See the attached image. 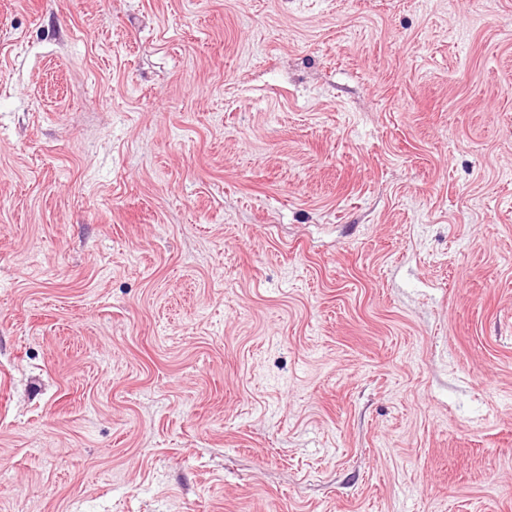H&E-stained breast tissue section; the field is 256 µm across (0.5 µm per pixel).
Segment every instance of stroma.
Returning a JSON list of instances; mask_svg holds the SVG:
<instances>
[{
    "instance_id": "obj_1",
    "label": "stroma",
    "mask_w": 512,
    "mask_h": 512,
    "mask_svg": "<svg viewBox=\"0 0 512 512\" xmlns=\"http://www.w3.org/2000/svg\"><path fill=\"white\" fill-rule=\"evenodd\" d=\"M0 512H512V0H0Z\"/></svg>"
}]
</instances>
